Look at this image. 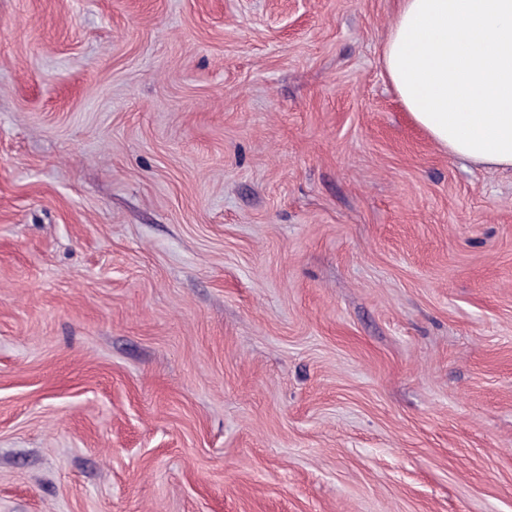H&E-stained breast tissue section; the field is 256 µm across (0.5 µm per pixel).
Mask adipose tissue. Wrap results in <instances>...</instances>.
Here are the masks:
<instances>
[{
  "label": "adipose tissue",
  "instance_id": "1",
  "mask_svg": "<svg viewBox=\"0 0 512 512\" xmlns=\"http://www.w3.org/2000/svg\"><path fill=\"white\" fill-rule=\"evenodd\" d=\"M381 65L435 143L512 168V0H400Z\"/></svg>",
  "mask_w": 512,
  "mask_h": 512
}]
</instances>
